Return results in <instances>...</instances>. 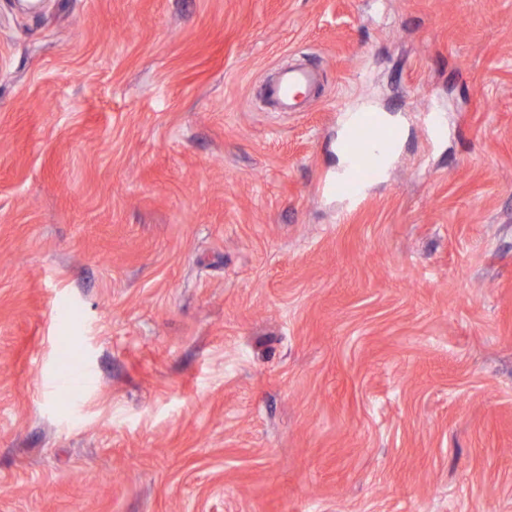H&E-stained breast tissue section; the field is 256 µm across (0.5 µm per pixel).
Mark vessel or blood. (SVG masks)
<instances>
[{"label":"vessel or blood","instance_id":"1","mask_svg":"<svg viewBox=\"0 0 512 512\" xmlns=\"http://www.w3.org/2000/svg\"><path fill=\"white\" fill-rule=\"evenodd\" d=\"M317 79L316 72L311 69L288 68L282 70L269 86L268 95L276 101L280 111L293 112L298 107L296 91L307 90ZM396 141V132L384 127L376 115L360 114L358 120L346 129L341 143L348 159V174L331 183L330 191L351 202H359L362 185L377 172L387 148L394 146Z\"/></svg>","mask_w":512,"mask_h":512}]
</instances>
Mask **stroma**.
Here are the masks:
<instances>
[{
	"instance_id": "stroma-1",
	"label": "stroma",
	"mask_w": 512,
	"mask_h": 512,
	"mask_svg": "<svg viewBox=\"0 0 512 512\" xmlns=\"http://www.w3.org/2000/svg\"><path fill=\"white\" fill-rule=\"evenodd\" d=\"M17 2L0 512H512V0ZM317 79V73L308 68L284 69L277 80L268 87V96L277 102L281 112H295L298 107L296 91L307 90L317 82ZM396 141L397 133L384 127L376 115L360 113L359 119L346 129L341 143L348 159V174L330 183L329 191L359 202L361 186L377 172L381 159Z\"/></svg>"
}]
</instances>
